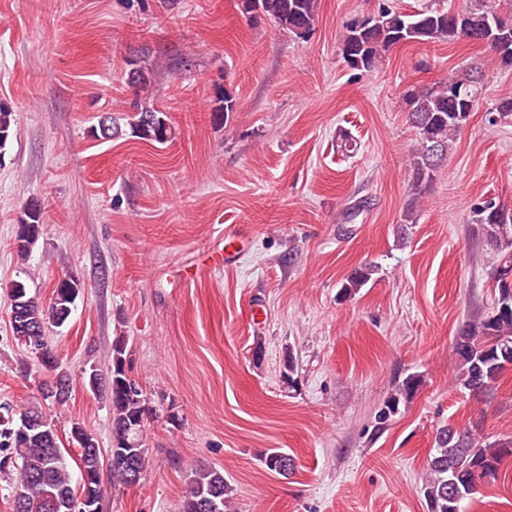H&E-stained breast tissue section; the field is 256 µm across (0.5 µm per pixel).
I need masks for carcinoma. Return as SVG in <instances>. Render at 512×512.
Instances as JSON below:
<instances>
[{
  "label": "carcinoma",
  "mask_w": 512,
  "mask_h": 512,
  "mask_svg": "<svg viewBox=\"0 0 512 512\" xmlns=\"http://www.w3.org/2000/svg\"><path fill=\"white\" fill-rule=\"evenodd\" d=\"M241 11L250 20H269L296 36L309 33L316 21L317 0H240ZM468 41L489 46L502 65H512V9L502 13L488 0H469L461 10L425 9L406 13L384 5L378 12L346 25L340 43L344 61L354 69L371 71L386 53L404 43ZM480 95L477 79L470 73L448 77L443 86L413 87L403 94L408 118L417 134V145L409 157L412 186L421 194L433 180L440 165L432 154L446 159L450 143L466 126ZM14 111L0 102V154L14 136ZM126 125L142 140L167 143L173 131L164 112L133 105ZM26 219L18 224L14 240L16 253L23 257L38 239L42 228L39 204L26 206ZM473 223L495 251L494 298L489 311L465 320L453 342L456 376L460 385L475 395L490 394L501 375L512 367V208L491 201L477 207ZM374 267L355 270L341 286V295L350 296L364 287ZM80 291L75 282L60 279L54 286L49 305L39 304L22 288L18 309L22 318L11 325L12 336L24 345L42 351V368L54 378L41 384L42 399L57 404L67 401L72 381L58 370L54 353L47 342L50 326H62L70 316ZM127 343L119 337L112 346V366L107 380L98 371L83 376V384L95 392L105 388L112 407V444L109 472L112 483L127 487L139 484L138 478L149 467L144 428L149 412L142 386L126 369ZM423 385V375L411 373L397 382L376 414V431L387 428ZM43 415L36 406L19 414L9 405L0 406V472L14 476L11 486L13 512H80L64 449L54 427L32 426L23 431L15 427L16 418L36 419ZM74 462L81 474L89 499L101 504L106 489L100 479L104 455L94 435L83 430ZM512 456V437L479 441L473 431L444 428L435 436L420 492L428 512H463V503L473 498L486 482L498 477L504 458ZM265 467L283 477L293 473V458L271 451L263 458ZM233 488L224 474L213 468L192 473L184 496L182 512H228Z\"/></svg>",
  "instance_id": "1"
}]
</instances>
